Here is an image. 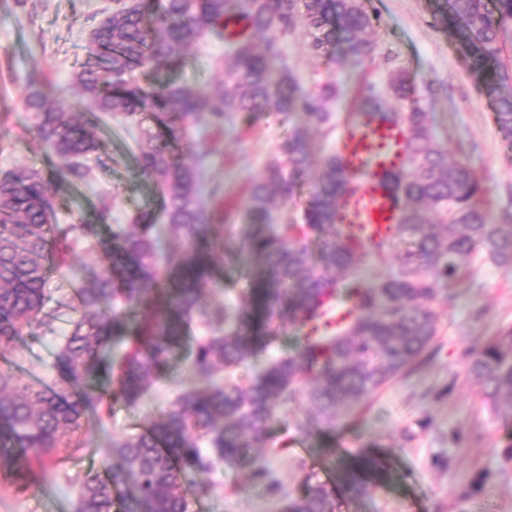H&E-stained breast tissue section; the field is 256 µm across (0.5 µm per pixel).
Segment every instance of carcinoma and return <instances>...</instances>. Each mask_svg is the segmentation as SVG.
Instances as JSON below:
<instances>
[{
  "mask_svg": "<svg viewBox=\"0 0 512 512\" xmlns=\"http://www.w3.org/2000/svg\"><path fill=\"white\" fill-rule=\"evenodd\" d=\"M116 2L91 32L89 57L74 85L95 112L151 119L140 130L136 159L143 175L162 188L161 216L136 213L137 231L118 226L110 243L100 236L111 217L105 201L91 221L54 222L51 183L86 181V160L100 140L69 100L49 97L44 82L31 78L23 105L55 161L48 174L23 165L0 170V344L15 341L43 312L49 271L65 263L75 243L102 251L108 267L93 287L77 291L79 316L60 339L53 387L0 372V470L27 489L36 481L33 462L60 448L85 447L72 435L112 405L137 402L169 371L173 349L201 317L211 331L192 353L191 376L176 402L143 431L112 439L117 462L86 480L76 498V512H187V488L211 492L205 476L219 463L265 474L261 458L247 449L268 446L282 409L303 398L332 431L341 417L409 370L437 334L438 285L460 277L477 254L511 267L512 224L490 221L479 179L463 164L448 165L428 113L400 76L390 91L410 102L408 111H383L386 93L380 90L362 100L363 115L401 122L410 132L409 167L386 180L401 207L397 234L361 244L337 223L352 181L335 154L321 160L315 191L299 216L271 223L311 170L306 130L296 125L249 189L251 223L241 235L240 254L262 269L252 305L210 310L202 283L212 272L216 215L203 200V159L188 164L180 153L186 124L206 114L217 128L233 117L251 126L271 111L317 127L329 124L327 102L336 87L305 91L278 41L301 21L312 52L324 54L341 43L363 61L374 52L364 37L372 19L360 0ZM434 18L466 48L498 124L511 131L512 76L499 39L512 28V0H435ZM231 21L246 22L264 39L263 50L249 38L226 34ZM210 34L226 42L217 93L170 84L150 88L133 78L140 68H182L187 49ZM163 240L178 244L177 260L163 261ZM399 244L408 249L397 269L371 282L360 277L395 257ZM326 297L351 306L353 319L330 326ZM279 321L301 332L296 347L259 364L242 384L236 371L250 368L277 338ZM116 345L125 347L119 357L110 355ZM468 373L487 409L498 415L505 408L512 418V328L474 351ZM383 480L381 460L364 454L339 488L360 497ZM286 512H335V494L324 485L307 487Z\"/></svg>",
  "mask_w": 512,
  "mask_h": 512,
  "instance_id": "cac0c4a2",
  "label": "carcinoma"
}]
</instances>
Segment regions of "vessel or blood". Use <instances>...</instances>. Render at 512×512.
I'll use <instances>...</instances> for the list:
<instances>
[{
    "label": "vessel or blood",
    "instance_id": "1",
    "mask_svg": "<svg viewBox=\"0 0 512 512\" xmlns=\"http://www.w3.org/2000/svg\"><path fill=\"white\" fill-rule=\"evenodd\" d=\"M405 126L361 119L343 125L336 145L345 173L356 178L355 194L340 203L337 221L354 240H382L400 222V209L385 188L388 173L408 165Z\"/></svg>",
    "mask_w": 512,
    "mask_h": 512
}]
</instances>
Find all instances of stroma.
<instances>
[{
	"label": "stroma",
	"instance_id": "1",
	"mask_svg": "<svg viewBox=\"0 0 512 512\" xmlns=\"http://www.w3.org/2000/svg\"><path fill=\"white\" fill-rule=\"evenodd\" d=\"M372 17L371 59L352 63L341 49L315 56L304 31L282 39L280 49L302 86L319 93L327 85L337 95L328 102L330 124L310 132L314 159L335 151L342 125L356 112L368 89L387 90L398 75H409L415 96L428 112L449 163L468 166L485 189V206L494 223L512 213V136L496 122L494 106L481 90L455 36L438 25L429 0H362ZM112 0H28L0 11V131L6 147L0 169L17 164L48 171L53 155L37 136L22 99L30 75L49 83L54 95L75 98L73 78L85 61L92 29ZM225 43L215 37L191 47L175 72L136 71L142 84L170 83L212 91ZM100 151L91 155L92 173L81 183L55 182L57 219H91L101 201L111 204L112 224L129 225L134 214L158 210L159 189L136 162L137 127L128 120L95 114ZM292 121L270 114L248 128L211 127L199 117L187 127L183 155L206 159V178L218 195L209 205L224 211L215 235L216 265L206 286L215 304L248 307L259 280L255 265L236 258L248 222L250 182L288 136ZM66 269L53 272L45 306L51 326L33 323L10 346H0V372L37 376L52 385L57 344L76 306V289L92 284L104 268L101 252L75 247ZM439 333L424 357L367 403L342 418L335 431L310 427L304 434L280 419L273 428L275 447L264 449L266 476L218 467L208 495L188 493V512H282L283 495L297 496L306 486L335 488L341 475L365 451L378 454L384 482L363 497L339 496L338 512H512V420L493 417L473 386L470 352L501 330L512 327V268L483 258L471 261L466 275L445 284L435 304ZM206 330L191 325L172 355L173 371L154 381L140 402L117 404L103 421H90L81 451L44 461L37 480L21 491L0 478V512H74L76 493L111 453L113 437L142 431L179 396L188 377L187 356Z\"/></svg>",
	"mask_w": 512,
	"mask_h": 512
}]
</instances>
